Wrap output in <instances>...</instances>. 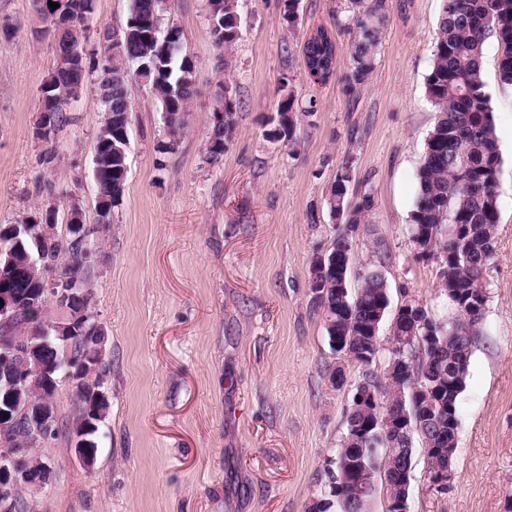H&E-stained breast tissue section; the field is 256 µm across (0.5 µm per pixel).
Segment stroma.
Masks as SVG:
<instances>
[{"mask_svg": "<svg viewBox=\"0 0 512 512\" xmlns=\"http://www.w3.org/2000/svg\"><path fill=\"white\" fill-rule=\"evenodd\" d=\"M130 3L94 0L83 44L93 62L104 59L98 26H124ZM386 6L376 67L350 94L349 36L337 25L349 0H301L293 28L283 0H237L241 36L229 50L210 35L207 0H163L160 31L178 32L195 94L175 139L149 88H129L125 189L90 282L109 410L95 460L83 466L70 437L77 398L59 385V431L37 447L52 478L38 493L22 490L29 512H307L363 372L333 349L309 288L312 256L336 235L325 199L343 168L350 197L369 191L375 200L351 241L355 267L381 269L390 311L416 300L440 322L455 318L436 258L417 260L410 239L436 117L426 78L442 0ZM320 27L336 42L335 72L323 84L302 56ZM500 53L496 39L485 41L482 76L502 156L499 224L458 400L452 487L433 496L415 455L411 512H512V86L499 79ZM55 58L32 0H0V224L29 223L53 206L61 237L71 205L96 220L92 159L103 112L85 83L66 128L51 142L36 138ZM222 82L240 105L234 138L213 164L206 147ZM288 94L303 116L293 141L277 142L269 119ZM339 366L340 389L330 380Z\"/></svg>", "mask_w": 512, "mask_h": 512, "instance_id": "obj_1", "label": "stroma"}]
</instances>
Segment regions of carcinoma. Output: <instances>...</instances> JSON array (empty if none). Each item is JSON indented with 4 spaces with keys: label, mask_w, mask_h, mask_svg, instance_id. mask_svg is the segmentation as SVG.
I'll list each match as a JSON object with an SVG mask.
<instances>
[{
    "label": "carcinoma",
    "mask_w": 512,
    "mask_h": 512,
    "mask_svg": "<svg viewBox=\"0 0 512 512\" xmlns=\"http://www.w3.org/2000/svg\"><path fill=\"white\" fill-rule=\"evenodd\" d=\"M155 0H132L129 18H150ZM353 15L345 27L351 35L352 69L346 91L355 92L372 74L387 21L385 0H350ZM218 46L231 48L241 36L236 0H224V30H211ZM494 36L502 47L498 62L500 81L512 85V0H442L433 64L426 79L428 99L436 109L434 129L426 144L417 170L418 196L411 213L410 239L417 256L437 258L440 288L455 305L457 319L448 325L436 321L428 309L411 301L398 310L396 324L389 325L387 344L373 332L379 317L390 305L385 276L376 267L359 273L360 286L350 288L351 273L336 267V273L321 275L310 268V290L316 307L325 316L328 336L344 339L350 358L370 366L379 354L389 353L388 364H396L394 373L379 378L364 374L354 392L374 394L376 404L351 401L340 447L328 460V482L308 512H369L376 496L377 477L386 476V499L402 496L410 500V490L399 479L409 475L416 448H421L428 472L453 468L457 451L458 399L463 391L468 362L477 325L483 318L487 296L482 285L486 266L493 255V243L499 213L498 176L502 158L495 132L490 96L482 79V50ZM122 39L127 55L135 64L149 68L139 72L140 79L129 74L112 81L109 105L112 120L100 142L104 155H112V168L99 173L97 191L108 197L106 212L97 226L112 224V207L123 195L127 175V157L115 146L129 126V86L134 80L148 86L166 112L172 127L182 125L181 113L187 110L194 93L193 65L179 57V51H165L161 41L146 37L124 26ZM305 64L316 83L326 82L334 73L335 45L320 28L304 44ZM292 94L280 102L271 134L275 139L292 140L297 117ZM238 101L224 103V118H215L207 155L219 163L236 130ZM350 167L336 174L326 206L338 220L337 233L330 250L342 256L351 252V240L360 224L375 206L374 196L364 193L356 202L348 197ZM61 240L55 236L44 241L26 239L20 243L0 238V248L8 249L14 263H23L27 255L42 254L46 266L60 267L58 277L80 275L90 282V267L81 263V242L73 230ZM31 322L22 312L0 328V345H12L15 333ZM30 359L56 369L85 354L84 340L74 337L68 353L59 352V339L44 331L30 339ZM405 410L408 423L394 427L386 435L379 428L363 431L376 412ZM349 466L357 477L373 487L361 499L339 491V469Z\"/></svg>",
    "instance_id": "obj_1"
}]
</instances>
